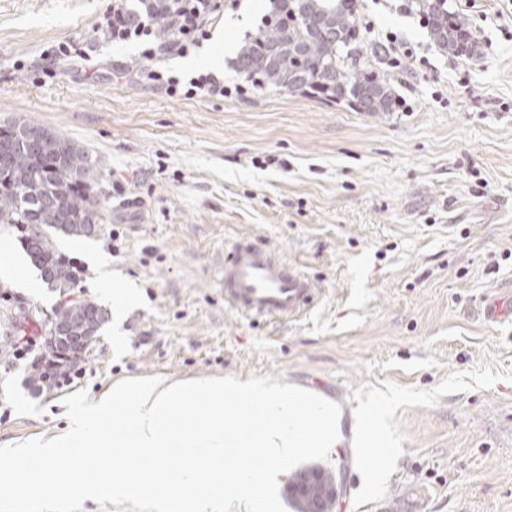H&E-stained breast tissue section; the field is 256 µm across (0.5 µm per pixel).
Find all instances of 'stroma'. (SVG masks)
<instances>
[{
    "instance_id": "35a3bbf8",
    "label": "stroma",
    "mask_w": 512,
    "mask_h": 512,
    "mask_svg": "<svg viewBox=\"0 0 512 512\" xmlns=\"http://www.w3.org/2000/svg\"><path fill=\"white\" fill-rule=\"evenodd\" d=\"M476 57L440 51L409 0H360L363 51L395 33L418 58L376 59L398 104L370 117L346 102L253 89L236 53L268 0H223L211 38L155 63L180 79L210 73L222 98L171 96L131 42L98 32L112 0H0V122L43 125L91 149L110 185L106 223L57 235L98 300L97 248L128 305L89 361L51 392L25 385L6 354L14 298L50 315L48 285L0 281V445L61 427L64 396L126 378L269 375L340 402L326 468L343 485L334 512H512V324L492 327L487 296H512V0H449ZM86 56L60 54L64 45ZM251 236L320 290L298 320L249 319L224 302V254ZM385 429L365 418L380 394Z\"/></svg>"
}]
</instances>
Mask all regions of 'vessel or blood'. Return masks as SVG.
<instances>
[{"instance_id": "vessel-or-blood-1", "label": "vessel or blood", "mask_w": 512, "mask_h": 512, "mask_svg": "<svg viewBox=\"0 0 512 512\" xmlns=\"http://www.w3.org/2000/svg\"><path fill=\"white\" fill-rule=\"evenodd\" d=\"M316 295L309 278L255 239L240 238L224 256V301L249 318H298ZM481 313L502 323L512 319V302L487 298Z\"/></svg>"}]
</instances>
